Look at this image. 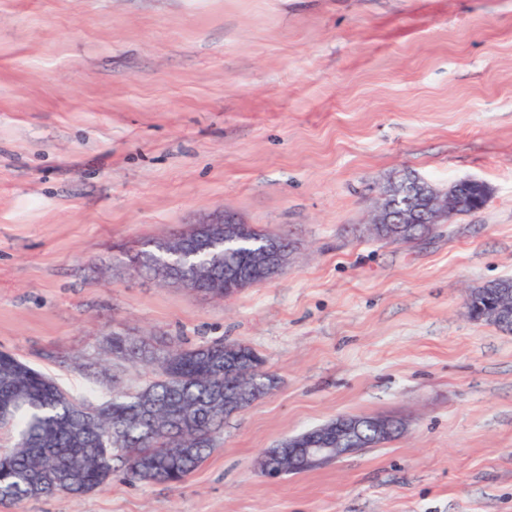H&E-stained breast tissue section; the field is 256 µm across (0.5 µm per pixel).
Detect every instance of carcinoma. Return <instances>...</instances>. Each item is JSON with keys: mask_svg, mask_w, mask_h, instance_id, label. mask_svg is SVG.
Here are the masks:
<instances>
[{"mask_svg": "<svg viewBox=\"0 0 512 512\" xmlns=\"http://www.w3.org/2000/svg\"><path fill=\"white\" fill-rule=\"evenodd\" d=\"M489 197V186L463 184L455 213L477 211ZM238 230V241L224 247L227 265H240L242 256L266 239L250 224ZM207 266L213 275L197 287L224 293V271L215 265L213 251L194 252L183 272L190 276L193 268ZM106 344L113 357L140 363L155 377L100 405L71 397L45 374L0 353V429L15 433L12 449L0 454V504L85 496L111 480L117 463L135 480L179 484L210 453L229 417L224 401L244 393L262 397L275 387L262 371L247 382L224 371L222 339L185 349L114 333Z\"/></svg>", "mask_w": 512, "mask_h": 512, "instance_id": "cac0c4a2", "label": "carcinoma"}]
</instances>
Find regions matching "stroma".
I'll return each instance as SVG.
<instances>
[{
    "instance_id": "stroma-1",
    "label": "stroma",
    "mask_w": 512,
    "mask_h": 512,
    "mask_svg": "<svg viewBox=\"0 0 512 512\" xmlns=\"http://www.w3.org/2000/svg\"><path fill=\"white\" fill-rule=\"evenodd\" d=\"M478 179L405 244L386 185ZM223 213L288 237L228 299L126 266ZM512 277V0H0V350L100 404L153 372L137 334L243 344L277 378L178 485L115 472L0 512H512V333L469 290ZM339 416L393 440L272 479L260 454ZM279 240L285 242V246H290V243L285 238L268 239L265 241V248L257 252L253 257V260L265 270L266 281L276 276L288 264V255L291 247L282 246Z\"/></svg>"
}]
</instances>
